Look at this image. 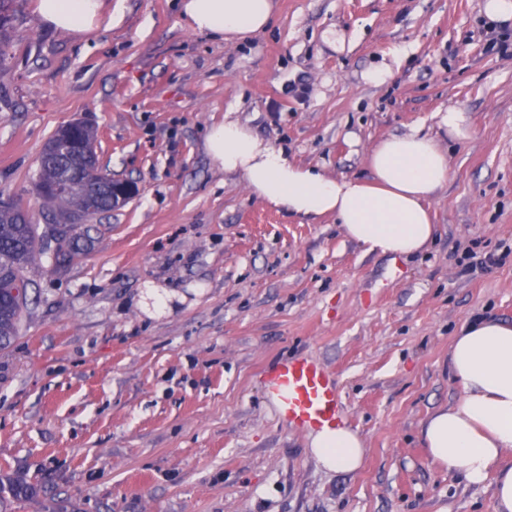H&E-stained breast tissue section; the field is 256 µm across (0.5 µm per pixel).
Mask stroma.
I'll use <instances>...</instances> for the list:
<instances>
[{"label":"stroma","instance_id":"obj_1","mask_svg":"<svg viewBox=\"0 0 512 512\" xmlns=\"http://www.w3.org/2000/svg\"><path fill=\"white\" fill-rule=\"evenodd\" d=\"M118 3L112 26L72 35L16 0L8 29L0 196L48 224L33 176L71 122L137 191L73 227L86 248L67 266L28 270L0 350V474L37 493L0 512H493L491 484L435 463L421 426L461 395L460 326L512 323V24L483 0H275L267 30L231 43L184 27L178 0ZM380 61L387 80L366 83ZM451 106L469 140L439 133ZM227 116L332 177L370 178L388 136H438L433 239L376 254L334 217L269 208L204 150ZM471 249L494 265L463 273ZM288 355L335 380L358 470L322 468L267 398ZM436 125L440 130L448 134V138L454 141L468 139L472 132V125L469 112L458 107H448L447 112L435 114Z\"/></svg>","mask_w":512,"mask_h":512}]
</instances>
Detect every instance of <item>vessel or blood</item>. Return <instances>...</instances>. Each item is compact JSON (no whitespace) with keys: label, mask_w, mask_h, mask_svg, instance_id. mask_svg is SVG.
<instances>
[{"label":"vessel or blood","mask_w":512,"mask_h":512,"mask_svg":"<svg viewBox=\"0 0 512 512\" xmlns=\"http://www.w3.org/2000/svg\"><path fill=\"white\" fill-rule=\"evenodd\" d=\"M264 385L289 426L316 432L337 427L344 421L338 389L317 361L280 359L265 371Z\"/></svg>","instance_id":"obj_1"}]
</instances>
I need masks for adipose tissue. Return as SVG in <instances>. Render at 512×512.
<instances>
[{"label":"adipose tissue","mask_w":512,"mask_h":512,"mask_svg":"<svg viewBox=\"0 0 512 512\" xmlns=\"http://www.w3.org/2000/svg\"><path fill=\"white\" fill-rule=\"evenodd\" d=\"M180 17L195 32L230 41L264 31L273 0H181ZM40 22L82 34L111 22L110 0H36ZM204 148L224 173L240 177L266 205L299 217H335L346 237L370 252L412 255L424 250L435 228L425 203L449 178L448 153L436 137L414 128L372 148V177H331L291 161L238 120L207 128ZM460 399L422 425L431 458L458 471L471 485L493 484L494 512H512V324L489 319L464 323L448 353ZM314 456L330 470L361 467L364 450L347 428L311 438Z\"/></svg>","instance_id":"adipose-tissue-1"}]
</instances>
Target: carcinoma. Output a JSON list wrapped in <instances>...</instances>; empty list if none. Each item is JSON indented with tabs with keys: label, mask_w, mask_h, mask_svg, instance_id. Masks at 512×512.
Returning <instances> with one entry per match:
<instances>
[{
	"label": "carcinoma",
	"mask_w": 512,
	"mask_h": 512,
	"mask_svg": "<svg viewBox=\"0 0 512 512\" xmlns=\"http://www.w3.org/2000/svg\"><path fill=\"white\" fill-rule=\"evenodd\" d=\"M13 0H0V62L9 58V11ZM57 177L56 159L45 154L40 158L35 178L36 190H42ZM49 212L80 207L85 202L84 189L77 183L69 184L57 195L41 196ZM46 251L43 237L31 223L28 212L20 206H0V349L18 335L27 294L19 288L27 286L25 272L35 263H43ZM34 485L23 476L0 475V503L6 497L23 498L33 493Z\"/></svg>",
	"instance_id": "1"
}]
</instances>
